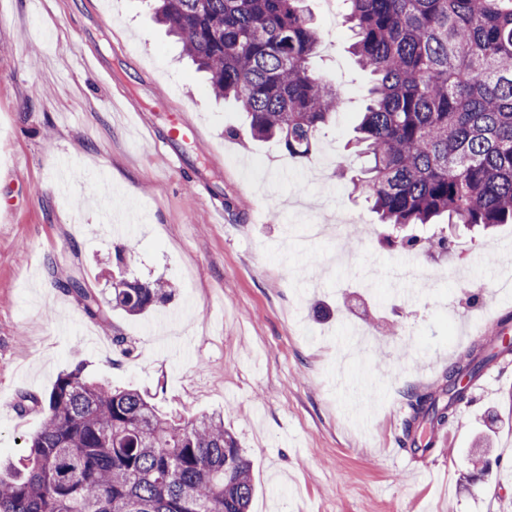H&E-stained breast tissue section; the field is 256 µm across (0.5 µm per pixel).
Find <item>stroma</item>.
<instances>
[{
	"label": "stroma",
	"mask_w": 512,
	"mask_h": 512,
	"mask_svg": "<svg viewBox=\"0 0 512 512\" xmlns=\"http://www.w3.org/2000/svg\"><path fill=\"white\" fill-rule=\"evenodd\" d=\"M306 5L323 41L312 66L345 105L299 158L251 137L241 104L215 98L145 0H0V456L19 459L43 420L18 411L20 394L81 364L163 412L223 414L254 463L251 512H512V355L487 365L449 425L404 424L407 391L439 389L471 329L512 313V224L454 234L447 253L382 243L335 174L359 165L368 79L343 18L327 25L323 0ZM134 109L161 131L196 130L192 167L211 188L151 149ZM101 195L114 220L133 209L126 237L102 224ZM128 239L136 252L116 264ZM77 275L105 298L119 276L175 293L145 318L111 312L124 356L54 285ZM490 413L492 465L475 487V426Z\"/></svg>",
	"instance_id": "stroma-1"
}]
</instances>
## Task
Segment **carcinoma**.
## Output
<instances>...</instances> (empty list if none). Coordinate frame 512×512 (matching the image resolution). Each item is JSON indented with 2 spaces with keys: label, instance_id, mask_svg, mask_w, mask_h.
Segmentation results:
<instances>
[{
  "label": "carcinoma",
  "instance_id": "carcinoma-1",
  "mask_svg": "<svg viewBox=\"0 0 512 512\" xmlns=\"http://www.w3.org/2000/svg\"><path fill=\"white\" fill-rule=\"evenodd\" d=\"M155 17L207 73L211 91L242 104L252 138L290 156L311 153L320 128L343 107L334 84L309 65L322 43L305 0H150ZM358 66L371 76L352 176L390 246L420 240L397 232L440 218L449 228L512 224V0H341ZM87 317L141 316L172 286L121 280L105 301L83 278L55 281ZM488 342L448 366L445 403L409 392L413 420L447 424L474 378L512 349ZM44 414L19 464H0V512H250L253 464L224 418L165 415L145 393L61 372L44 395L17 407ZM474 448L471 481L490 468Z\"/></svg>",
  "mask_w": 512,
  "mask_h": 512
}]
</instances>
